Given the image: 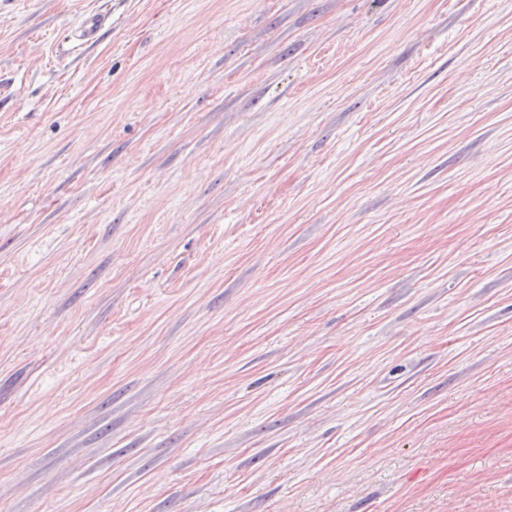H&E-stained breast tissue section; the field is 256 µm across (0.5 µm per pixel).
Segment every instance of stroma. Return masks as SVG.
Wrapping results in <instances>:
<instances>
[{
    "instance_id": "35a3bbf8",
    "label": "stroma",
    "mask_w": 512,
    "mask_h": 512,
    "mask_svg": "<svg viewBox=\"0 0 512 512\" xmlns=\"http://www.w3.org/2000/svg\"><path fill=\"white\" fill-rule=\"evenodd\" d=\"M0 512H512V0H0Z\"/></svg>"
}]
</instances>
